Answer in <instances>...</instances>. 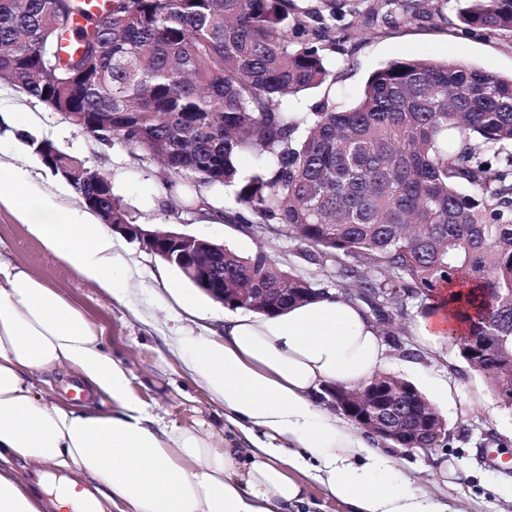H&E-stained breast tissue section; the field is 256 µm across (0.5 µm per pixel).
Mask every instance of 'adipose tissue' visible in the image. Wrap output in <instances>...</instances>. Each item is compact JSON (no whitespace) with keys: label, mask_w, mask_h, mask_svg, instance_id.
<instances>
[{"label":"adipose tissue","mask_w":512,"mask_h":512,"mask_svg":"<svg viewBox=\"0 0 512 512\" xmlns=\"http://www.w3.org/2000/svg\"><path fill=\"white\" fill-rule=\"evenodd\" d=\"M79 276L123 300L121 257L106 225L34 189L29 173L0 162V202ZM440 350L465 335L446 300L427 301L414 328ZM73 301L0 257V512H301L300 473L314 472L353 512H440L411 490L394 460L319 410L325 383L349 388L375 375L385 353L367 311L324 295L268 315L225 309L221 336L175 340L187 370L245 437L167 427L131 390L130 371ZM75 372L86 400L41 394L44 373ZM107 397L109 409L89 403ZM42 468L38 482L20 476Z\"/></svg>","instance_id":"obj_1"}]
</instances>
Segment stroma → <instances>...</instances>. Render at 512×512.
<instances>
[{"label":"stroma","mask_w":512,"mask_h":512,"mask_svg":"<svg viewBox=\"0 0 512 512\" xmlns=\"http://www.w3.org/2000/svg\"><path fill=\"white\" fill-rule=\"evenodd\" d=\"M293 2L298 11L309 13L314 28L329 26L333 33L323 43L328 79L289 99V111L320 105L348 109L374 71L403 58L459 60L489 74L512 76V37L467 32L458 0H423L431 13L427 19L389 16L386 0ZM355 9L368 19L359 32L350 27ZM22 131L97 165L137 223L217 239L241 255L261 247L279 267L318 289L338 293L343 288L332 270L307 260L305 243L263 225L248 228L228 222V214L239 209L235 187L213 192L188 185L184 191L194 201L178 205L156 163L140 160L117 143H94L43 103L0 81V159L26 169L36 186L54 194L63 206L80 207L73 188L19 139ZM120 244L129 293L118 301L46 250L28 234L13 206L0 203V255L81 307L102 329L105 348L129 367L133 392L149 411L169 426L222 427V406L189 375L171 344L172 336L181 332L209 336L219 331L222 304L199 292L195 299L205 318L185 313L166 291L167 284L183 285L180 273L138 242L124 238ZM424 304L423 297L415 296L390 308L388 322L380 326L386 345L382 371L415 385L445 419L448 436L427 451L394 448L390 455L411 488L426 493L442 512H512V408L503 405L484 374L462 359L455 341L438 353L419 349L414 326Z\"/></svg>","instance_id":"1"}]
</instances>
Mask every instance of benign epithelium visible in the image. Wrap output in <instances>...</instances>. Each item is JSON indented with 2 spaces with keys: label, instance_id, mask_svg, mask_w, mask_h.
I'll return each mask as SVG.
<instances>
[{
  "label": "benign epithelium",
  "instance_id": "benign-epithelium-1",
  "mask_svg": "<svg viewBox=\"0 0 512 512\" xmlns=\"http://www.w3.org/2000/svg\"><path fill=\"white\" fill-rule=\"evenodd\" d=\"M60 175L69 184L90 179V173L78 164L60 170ZM104 224L175 267L212 300L224 303V274L220 272V264L224 263V242L195 238L152 224H114L110 218L104 220ZM408 394L419 406L415 422L405 415L394 421L392 407L399 395L390 382L378 375L354 390L337 384L326 385L322 388L321 399L384 444L390 440L401 442L410 427L427 432L435 442H440L447 432L445 420L424 397L411 389Z\"/></svg>",
  "mask_w": 512,
  "mask_h": 512
}]
</instances>
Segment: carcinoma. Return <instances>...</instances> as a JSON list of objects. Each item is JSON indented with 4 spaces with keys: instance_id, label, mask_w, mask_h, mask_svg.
Here are the masks:
<instances>
[{
    "instance_id": "1",
    "label": "carcinoma",
    "mask_w": 512,
    "mask_h": 512,
    "mask_svg": "<svg viewBox=\"0 0 512 512\" xmlns=\"http://www.w3.org/2000/svg\"><path fill=\"white\" fill-rule=\"evenodd\" d=\"M83 0H0V80L82 129L162 163L198 187H237L240 210L313 248L347 292L383 312L399 293L448 300L469 322L461 357L512 394V78L459 61H393L376 70L354 107L299 114L291 95L323 83L321 41L291 0H112L84 27ZM473 31L512 34V0H465ZM95 44L92 69L73 74ZM256 160L245 175L240 164ZM72 188L95 214L132 223L98 166ZM368 265L377 275L359 270ZM312 288L263 249H224V287Z\"/></svg>"
}]
</instances>
